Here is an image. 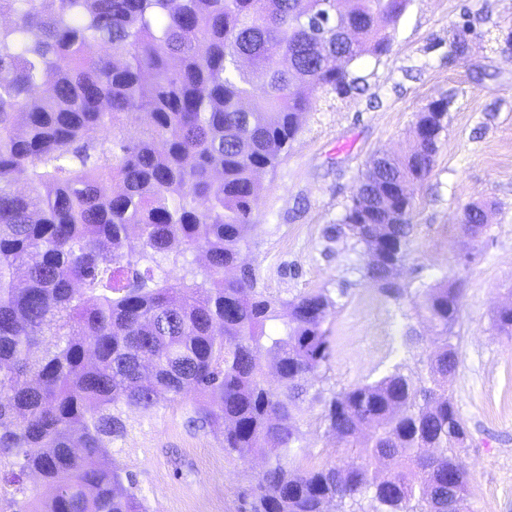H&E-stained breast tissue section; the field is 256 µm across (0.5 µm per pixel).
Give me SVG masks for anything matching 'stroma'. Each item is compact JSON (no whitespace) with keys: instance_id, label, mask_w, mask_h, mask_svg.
Wrapping results in <instances>:
<instances>
[{"instance_id":"stroma-1","label":"stroma","mask_w":512,"mask_h":512,"mask_svg":"<svg viewBox=\"0 0 512 512\" xmlns=\"http://www.w3.org/2000/svg\"><path fill=\"white\" fill-rule=\"evenodd\" d=\"M500 26L512 27V0H409L391 30L390 53L350 65L364 92L320 99L280 166L258 173L256 226L240 255L271 295L286 301L323 289L336 303L326 322L331 357L310 380L299 413L304 465L334 461L336 438L321 421L325 399L377 379L397 357L419 370L421 346L406 350L400 341L407 331L427 337L431 330L408 302L363 278L361 245L331 242L325 233L374 156L400 153L417 113L451 97L433 170L415 191V231L398 279L415 289L446 278L462 290L451 389L471 436L472 512H512V339L493 327L512 292V57L494 41ZM463 29L469 51L460 58L450 55L449 40ZM482 201L495 208L475 245L462 234L461 217ZM189 413L177 401L153 418H131L117 460L136 474L151 512H238V495L263 462L225 456L221 430L190 425Z\"/></svg>"}]
</instances>
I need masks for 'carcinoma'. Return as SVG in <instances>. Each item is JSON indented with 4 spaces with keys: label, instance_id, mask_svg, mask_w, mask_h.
Masks as SVG:
<instances>
[{
    "label": "carcinoma",
    "instance_id": "obj_1",
    "mask_svg": "<svg viewBox=\"0 0 512 512\" xmlns=\"http://www.w3.org/2000/svg\"><path fill=\"white\" fill-rule=\"evenodd\" d=\"M348 2L0 0V496L13 512H149L114 447L128 414L184 398L190 422L224 424L225 454L263 457L241 512H469L470 435L448 388L462 291L443 280L410 293L391 277L451 99L417 114L403 155L372 161L331 228L433 332L426 374L396 361L325 401L349 459L300 463L296 411L330 358L334 302H280L238 268L255 174L276 170L319 96L363 91L337 61L387 54L408 0ZM142 118L128 139L125 121ZM487 215L466 206L462 233L477 240ZM177 264L187 275L173 282ZM494 325L512 337V300ZM29 474L53 495H34Z\"/></svg>",
    "mask_w": 512,
    "mask_h": 512
}]
</instances>
